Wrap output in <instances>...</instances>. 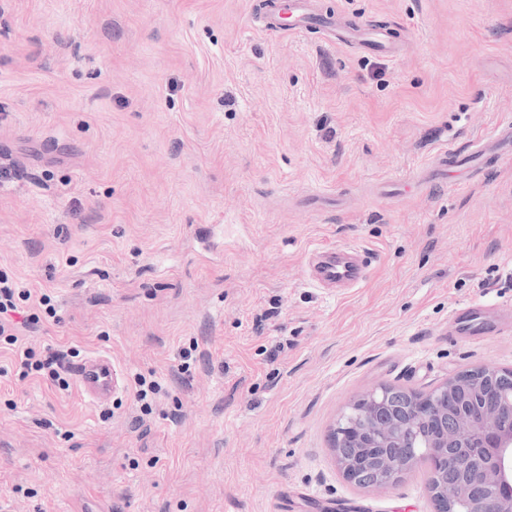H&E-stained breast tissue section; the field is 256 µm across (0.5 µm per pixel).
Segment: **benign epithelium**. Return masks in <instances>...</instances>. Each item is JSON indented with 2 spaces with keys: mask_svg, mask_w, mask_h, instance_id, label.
Returning a JSON list of instances; mask_svg holds the SVG:
<instances>
[{
  "mask_svg": "<svg viewBox=\"0 0 512 512\" xmlns=\"http://www.w3.org/2000/svg\"><path fill=\"white\" fill-rule=\"evenodd\" d=\"M499 370L477 367L428 391H411L406 406L382 386L353 399L331 437L343 475L361 488L395 487L415 461L387 452L410 431L429 439L435 512H512V390L496 385ZM461 465L448 467L450 452Z\"/></svg>",
  "mask_w": 512,
  "mask_h": 512,
  "instance_id": "1",
  "label": "benign epithelium"
}]
</instances>
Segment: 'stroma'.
<instances>
[{
    "instance_id": "obj_1",
    "label": "stroma",
    "mask_w": 512,
    "mask_h": 512,
    "mask_svg": "<svg viewBox=\"0 0 512 512\" xmlns=\"http://www.w3.org/2000/svg\"><path fill=\"white\" fill-rule=\"evenodd\" d=\"M262 2L0 0V269L52 297L27 340L126 384L21 383L0 346V512H435L431 462L361 489L331 428L384 384L512 369V335L446 334L468 303L512 324V153L427 174L512 125V0H321L394 58L261 31ZM325 246L365 279L312 286ZM78 394L99 405H109L121 389L120 368L103 353H93L71 367ZM137 386L135 392V401L140 403L139 410L143 414H149L152 411V395L159 392V384L156 381L147 382L145 377L139 376L137 378Z\"/></svg>"
}]
</instances>
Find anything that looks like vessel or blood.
<instances>
[{
  "label": "vessel or blood",
  "mask_w": 512,
  "mask_h": 512,
  "mask_svg": "<svg viewBox=\"0 0 512 512\" xmlns=\"http://www.w3.org/2000/svg\"><path fill=\"white\" fill-rule=\"evenodd\" d=\"M267 30L288 29L295 34L318 28L326 35L328 46L358 47L385 56H396L397 45L389 33L366 24L347 22L343 16L324 11L318 0H268L263 19ZM347 261L336 259V250L325 247L318 250L308 264L309 281L318 288L335 292L358 285L363 279V262L356 249H348ZM480 305L465 304L457 307L448 317V333L470 338L493 332L507 335V328L493 322H482ZM77 392L100 405L111 404L121 389L119 367L103 353H93L71 367Z\"/></svg>",
  "instance_id": "1"
}]
</instances>
